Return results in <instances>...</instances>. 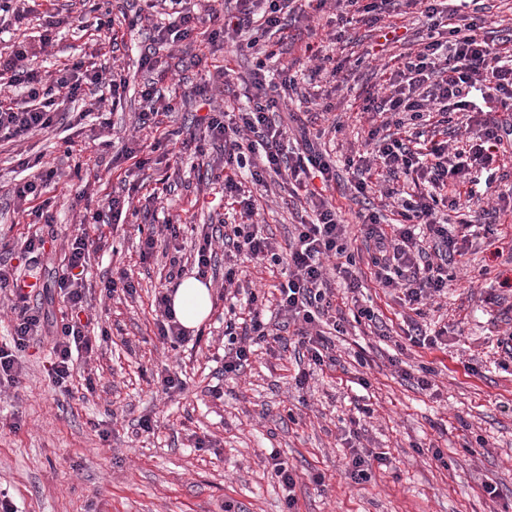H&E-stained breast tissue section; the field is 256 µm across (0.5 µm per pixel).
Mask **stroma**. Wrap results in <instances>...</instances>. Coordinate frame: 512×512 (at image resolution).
<instances>
[{"mask_svg": "<svg viewBox=\"0 0 512 512\" xmlns=\"http://www.w3.org/2000/svg\"><path fill=\"white\" fill-rule=\"evenodd\" d=\"M100 2L55 0L50 7L37 6L19 29L0 39L34 41L50 27L58 41L44 62L46 71L82 55L102 61V40L84 25ZM149 33L146 27L126 32L117 47L130 85L121 107L108 117L73 113L25 141L0 140V262L16 264L22 241L36 230L32 217L18 214L13 205L15 181L34 176L18 165V156L43 157L62 172L50 207L56 240L47 244L39 264L47 290L33 301L49 322L59 321L65 309L55 274L67 238L85 210H104L107 194L129 188L138 201L144 189H159L153 210L160 224L181 216L199 228L236 218L231 207L208 208L221 187L200 182L189 155L159 150L141 171L119 158L129 139L149 144L155 136L136 125L143 81L136 52L147 45ZM291 33L285 41L264 35V42L277 47L267 68L273 73L292 67L304 95L293 111L301 125L324 130L326 149L344 162L364 148L369 123L361 105L367 91L383 67L398 66L405 48L379 52L380 31L361 23L334 35L324 21H300ZM314 48L345 62L344 83L314 73ZM207 63L228 67L223 97L245 105L240 77L254 68L255 55L224 49ZM201 76L200 68L173 52L158 86L184 94L185 101L179 112L164 118V128L189 127L196 108L189 91ZM328 102L335 110L324 111ZM261 207L270 232L286 239L299 221L290 188L269 181ZM141 222L130 213L119 223L102 225L105 246L91 256L86 295L109 332L101 355L89 363L93 390H86L79 373L68 391L54 388L48 376L50 345L42 337L23 352L18 383L0 386V493L15 512H224L228 503L236 512H287L285 493L267 462L273 452L299 476L298 512H512V362L504 363L498 346L512 332V291L500 285L512 279L507 247L512 214L501 215L496 235L474 238L467 255L448 268L447 295L425 306L424 324L447 328V349L407 345L409 310L366 273L360 296L380 311L379 327L348 325L346 335L335 339V369L302 389L292 379L293 336L287 346L258 350L241 377H221L220 304L203 324L200 341L175 349L158 342L151 302L163 262L156 256L141 259ZM118 264L138 281L135 298L102 293V279ZM395 358L401 367L392 366ZM168 365L182 371L183 394L157 393L153 379ZM424 366L433 370L434 387L428 391L399 374ZM470 366L477 375L467 374ZM361 376L368 387L358 385ZM214 385L223 391L222 399L211 395ZM365 404L372 410L360 418L366 445L387 452L391 464L356 484L346 476V438L351 417ZM144 416L155 421L154 430L137 428ZM434 448L441 449L442 461L432 458ZM317 473L323 485L313 482ZM486 482L496 486V496L483 491Z\"/></svg>", "mask_w": 512, "mask_h": 512, "instance_id": "1", "label": "stroma"}]
</instances>
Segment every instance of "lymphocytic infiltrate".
Instances as JSON below:
<instances>
[{"instance_id":"lymphocytic-infiltrate-1","label":"lymphocytic infiltrate","mask_w":512,"mask_h":512,"mask_svg":"<svg viewBox=\"0 0 512 512\" xmlns=\"http://www.w3.org/2000/svg\"><path fill=\"white\" fill-rule=\"evenodd\" d=\"M147 8L168 10L167 23L154 25L148 46L139 53V67L151 79L140 91L143 106L138 126L154 123L162 113L178 111L176 94L161 93L156 80L167 68L161 48L179 45L190 63L201 64L206 54L228 45L254 51L258 60L243 77L248 102L218 109L214 106V82L223 79L216 71L214 81L197 85L194 97L209 113L200 117L196 140L181 139L168 131L156 146L171 143L192 150L204 168L208 182H220L224 198L237 205L240 223L224 230L215 226L201 231L190 245H183L184 225L154 223V213L144 209L149 222L140 235L142 259L169 252L168 270L153 301L156 336L160 343L177 347L188 341L187 330L171 309L170 294L185 266H192L200 279L212 268L216 242H223L224 364L225 378L238 377L248 365L256 346L282 342V330L292 329L304 348L307 365L294 375L296 387H306L315 371L333 368L331 333L346 334L344 318L333 316L334 293L330 276L344 280L347 291L357 294L362 286L357 275L356 254L350 246L361 237L368 265L378 287L410 310L444 292L448 266L471 246L472 224L460 217L464 203L477 199V185H492L488 167L494 156L512 152V47L503 48L489 38L478 20L466 26L451 22L448 0H206L195 9L191 0H145ZM331 11V23L377 24L386 22L385 43L402 42L398 19L419 15L427 29L416 50L403 55L400 66L382 71L375 93L364 99L362 109L370 116V155L347 157L345 167L350 199L358 203L354 218H347L331 193L336 183V163L328 154L308 147L305 127L290 128L273 121L280 103L296 90V79L281 68L278 82L266 76L271 51L260 46L257 31L288 30L308 12ZM55 40L44 30L38 41H21L11 51L0 53V86L20 90L14 104H0V133L23 140L49 129L68 116L71 104L100 90H107L113 105H120L129 80L123 68L95 64L78 57L50 77L34 68V61L47 54ZM457 112L467 113L472 134L462 148L447 142H418L413 130L433 123L448 125ZM279 177L301 190L308 208L306 219L295 227L286 245H278L256 221V201L266 190L270 177ZM411 180L413 188H395L399 179ZM60 179L57 169L42 167L34 179L15 185L16 207L32 212L45 223L53 217L40 199ZM391 199L398 218L386 223L370 201L373 192ZM45 244L43 234L24 240L21 249L29 254L26 267L0 263V296L7 299L16 315L13 349L0 347V381L15 382L23 365L18 357L33 337L41 335L44 322L30 300L38 283L26 282L24 271H35ZM99 239L91 237L86 224H79L68 242L56 281L67 303V311L49 337L50 376L54 386L65 389L75 372V353L92 354L107 334H95L98 316L86 300L85 279L90 254ZM287 265L289 274L276 289L278 319L264 317L256 292H245L250 266ZM247 294L245 308H237L239 294Z\"/></svg>"}]
</instances>
